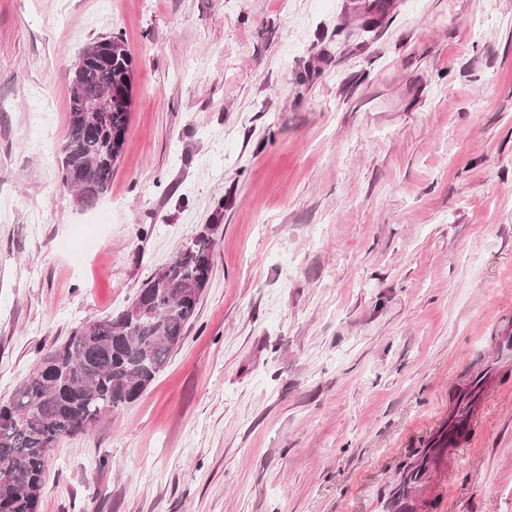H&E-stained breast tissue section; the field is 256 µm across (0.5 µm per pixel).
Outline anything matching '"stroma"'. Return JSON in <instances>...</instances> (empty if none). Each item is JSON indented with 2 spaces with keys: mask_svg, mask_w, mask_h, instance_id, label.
<instances>
[{
  "mask_svg": "<svg viewBox=\"0 0 512 512\" xmlns=\"http://www.w3.org/2000/svg\"><path fill=\"white\" fill-rule=\"evenodd\" d=\"M0 0V402L214 225L143 394L50 452L40 512H377L459 393L420 512H512V0ZM135 61L110 193L52 147ZM133 72L134 59L124 40L112 35L87 45L73 68L67 133L53 154L59 187L73 192L80 207L111 190L129 125Z\"/></svg>",
  "mask_w": 512,
  "mask_h": 512,
  "instance_id": "1",
  "label": "stroma"
}]
</instances>
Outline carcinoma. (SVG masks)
Here are the masks:
<instances>
[{"instance_id":"cac0c4a2","label":"carcinoma","mask_w":512,"mask_h":512,"mask_svg":"<svg viewBox=\"0 0 512 512\" xmlns=\"http://www.w3.org/2000/svg\"><path fill=\"white\" fill-rule=\"evenodd\" d=\"M134 59L124 40L109 36L87 45L72 71L68 127L53 148L59 187L77 205L106 196L123 153L130 119ZM112 93V111L92 104ZM213 268L205 231L150 278L116 318L86 323L42 353L14 398L0 405V512H39L48 455L74 428L137 400L168 363L196 316ZM408 471L403 497L426 469Z\"/></svg>"}]
</instances>
